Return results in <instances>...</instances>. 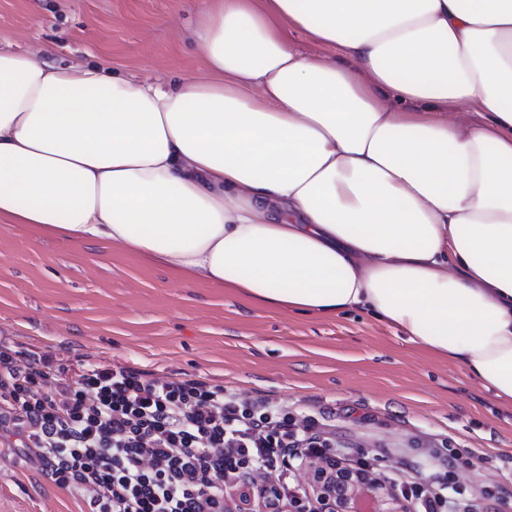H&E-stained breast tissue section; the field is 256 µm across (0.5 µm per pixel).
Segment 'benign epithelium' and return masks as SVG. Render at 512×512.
Returning <instances> with one entry per match:
<instances>
[{
    "label": "benign epithelium",
    "instance_id": "obj_1",
    "mask_svg": "<svg viewBox=\"0 0 512 512\" xmlns=\"http://www.w3.org/2000/svg\"><path fill=\"white\" fill-rule=\"evenodd\" d=\"M330 452L302 457L308 474L305 491L316 512H412V505L390 487L385 477L356 474L348 465L331 468Z\"/></svg>",
    "mask_w": 512,
    "mask_h": 512
}]
</instances>
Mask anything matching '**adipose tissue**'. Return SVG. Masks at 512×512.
I'll return each mask as SVG.
<instances>
[{
    "label": "adipose tissue",
    "mask_w": 512,
    "mask_h": 512,
    "mask_svg": "<svg viewBox=\"0 0 512 512\" xmlns=\"http://www.w3.org/2000/svg\"><path fill=\"white\" fill-rule=\"evenodd\" d=\"M180 6L204 70L164 86L0 49V223L363 310L512 403V0Z\"/></svg>",
    "instance_id": "1"
}]
</instances>
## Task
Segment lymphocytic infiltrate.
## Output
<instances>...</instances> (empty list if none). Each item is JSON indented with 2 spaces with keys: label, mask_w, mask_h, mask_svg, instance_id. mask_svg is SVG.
<instances>
[{
  "label": "lymphocytic infiltrate",
  "mask_w": 512,
  "mask_h": 512,
  "mask_svg": "<svg viewBox=\"0 0 512 512\" xmlns=\"http://www.w3.org/2000/svg\"><path fill=\"white\" fill-rule=\"evenodd\" d=\"M0 431L18 436L84 512H224L252 489L271 512H313L291 451L335 448L317 419L271 399H243L200 378L156 380L101 358L66 367L51 354L0 342ZM275 475L266 499L259 473ZM414 512H481L445 497L435 477L411 488Z\"/></svg>",
  "instance_id": "1"
}]
</instances>
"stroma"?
I'll return each instance as SVG.
<instances>
[{
  "label": "stroma",
  "mask_w": 512,
  "mask_h": 512,
  "mask_svg": "<svg viewBox=\"0 0 512 512\" xmlns=\"http://www.w3.org/2000/svg\"><path fill=\"white\" fill-rule=\"evenodd\" d=\"M0 48L49 49L147 82L200 73L203 50L175 0H0ZM0 339L73 363L107 355L168 380L201 376L324 419L349 461L380 457L404 484L443 473L448 495L512 478V406L452 361L369 314L259 308L101 241L70 243L0 223ZM486 454L444 471L439 457ZM14 437H0V512H81Z\"/></svg>",
  "instance_id": "35a3bbf8"
}]
</instances>
